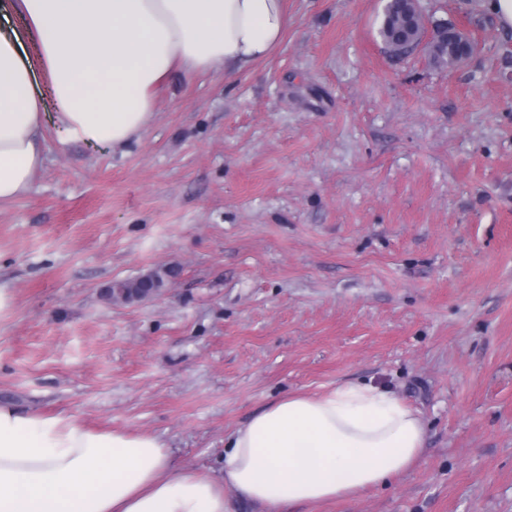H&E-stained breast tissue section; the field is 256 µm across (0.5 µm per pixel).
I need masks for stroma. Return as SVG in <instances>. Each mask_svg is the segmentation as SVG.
Instances as JSON below:
<instances>
[{
    "instance_id": "obj_1",
    "label": "stroma",
    "mask_w": 512,
    "mask_h": 512,
    "mask_svg": "<svg viewBox=\"0 0 512 512\" xmlns=\"http://www.w3.org/2000/svg\"><path fill=\"white\" fill-rule=\"evenodd\" d=\"M426 2L483 51L397 59L385 0H288L268 59L174 75L139 143L47 130L0 203V402L219 479L268 404L359 380L421 411L423 453L316 512H512V31L482 0ZM160 266L180 270L161 295L105 296ZM453 24L456 26L457 31L463 36V39L468 43L467 56L465 60H469L474 57L481 50V42L472 33L467 30L468 25L462 21H448V26L442 25V27L448 29L447 33V48L438 45L440 54L435 56L436 65L439 68H453L458 64L457 54L460 51V38L456 32Z\"/></svg>"
}]
</instances>
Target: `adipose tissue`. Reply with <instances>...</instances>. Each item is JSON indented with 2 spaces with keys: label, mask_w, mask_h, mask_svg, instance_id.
<instances>
[{
  "label": "adipose tissue",
  "mask_w": 512,
  "mask_h": 512,
  "mask_svg": "<svg viewBox=\"0 0 512 512\" xmlns=\"http://www.w3.org/2000/svg\"><path fill=\"white\" fill-rule=\"evenodd\" d=\"M36 36L0 35V202L45 163L36 68L61 142L122 148L154 117L173 74L232 75L268 59L288 0H13ZM425 424L394 392L347 381L285 396L224 440V476L177 468L158 439L99 431L0 404V512H228L232 489L260 512L314 507L390 486L422 452Z\"/></svg>",
  "instance_id": "adipose-tissue-1"
}]
</instances>
